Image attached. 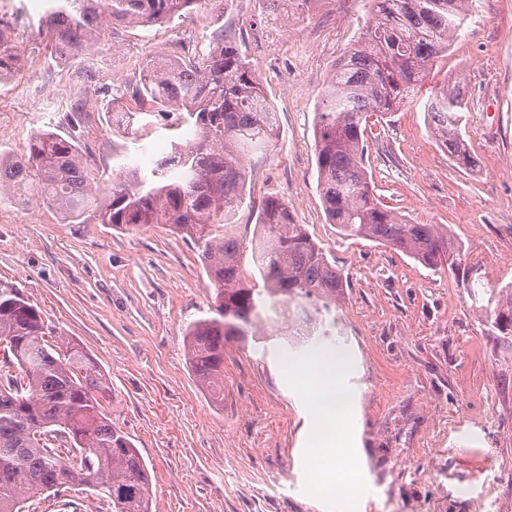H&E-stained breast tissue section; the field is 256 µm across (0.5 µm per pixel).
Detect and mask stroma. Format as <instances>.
Wrapping results in <instances>:
<instances>
[{
    "mask_svg": "<svg viewBox=\"0 0 512 512\" xmlns=\"http://www.w3.org/2000/svg\"><path fill=\"white\" fill-rule=\"evenodd\" d=\"M372 0H306L275 11L230 0L172 26L115 25L62 59L37 32L40 11L10 0L21 68L0 78V150L22 156L39 130L66 133L65 110L83 97L81 141L90 182L104 192L119 165L147 174L166 155L167 119L142 115L136 136L113 127L120 98L146 58L203 51L224 29L253 62L278 114L279 135L250 156V203L240 209L250 249L254 204L283 198L296 223L334 258L350 286L335 303L306 300L310 339L224 346V401L215 403L186 362L187 325L209 316L215 285L193 244L164 224L124 232L65 224L42 200L0 198V279L12 281L45 323L75 340L106 374V413L152 476V512H512V333L493 327L490 294L512 286V0H468L467 21L412 100L374 114L365 162L381 202L416 224L447 230L457 272L435 271L389 248L340 235L317 184L316 112L323 84L357 40ZM463 78L464 138L475 160L456 166L424 108L445 79ZM350 348L335 369L354 415L336 432L358 449L363 503L346 500L307 457L328 397L317 352ZM25 512H112L108 498L74 487L27 500Z\"/></svg>",
    "mask_w": 512,
    "mask_h": 512,
    "instance_id": "35a3bbf8",
    "label": "stroma"
}]
</instances>
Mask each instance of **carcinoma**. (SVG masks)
I'll return each mask as SVG.
<instances>
[{
  "instance_id": "1",
  "label": "carcinoma",
  "mask_w": 512,
  "mask_h": 512,
  "mask_svg": "<svg viewBox=\"0 0 512 512\" xmlns=\"http://www.w3.org/2000/svg\"><path fill=\"white\" fill-rule=\"evenodd\" d=\"M39 29L54 50L77 56L112 25H166L224 0H47ZM374 15L357 44L327 76L315 125L317 179L328 222L350 238L372 241L425 267L456 270L448 235L433 224H414L374 195L363 163V120L391 112L448 53L467 19V0H373ZM9 22L0 18V79L21 66ZM134 104L112 108L130 133L145 112L179 113L175 126L194 130L172 141L151 176L123 169L108 192L93 190L75 130L81 99L68 107L72 131L31 134L27 153H0V195L20 203L37 196L65 224H109L138 231L167 224L190 240L216 285L215 316L185 329L189 368L204 391L224 401V343L257 336L283 302L314 295L336 300L348 287L336 262L297 224L288 203L267 197L260 205L249 276L237 237L245 203L246 160L278 135L276 112L255 68L236 42L219 33L209 50L188 61L145 60L126 89ZM467 99L463 80L445 81L425 110L436 140L458 165L473 158L461 132ZM0 512H22V501L84 486L108 497L112 512L135 501L151 512V475L139 451L112 425L105 402L107 378L79 344L53 334L39 310L14 284L0 280ZM70 444L66 456L55 446Z\"/></svg>"
}]
</instances>
